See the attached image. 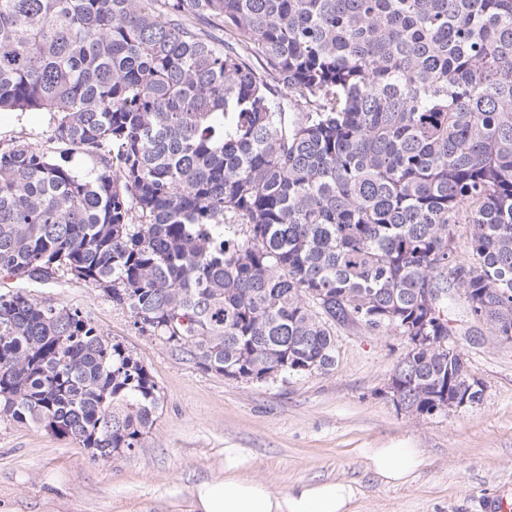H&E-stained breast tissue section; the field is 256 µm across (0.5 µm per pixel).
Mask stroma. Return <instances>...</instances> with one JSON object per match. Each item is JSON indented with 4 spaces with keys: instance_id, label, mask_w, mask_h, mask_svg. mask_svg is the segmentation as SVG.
Returning <instances> with one entry per match:
<instances>
[{
    "instance_id": "35a3bbf8",
    "label": "stroma",
    "mask_w": 512,
    "mask_h": 512,
    "mask_svg": "<svg viewBox=\"0 0 512 512\" xmlns=\"http://www.w3.org/2000/svg\"><path fill=\"white\" fill-rule=\"evenodd\" d=\"M81 309L136 352L163 396L142 448L103 460L31 424L0 417V503L13 512H189L193 488L220 475L224 451L278 492L339 479L358 490V512H489L512 496V345L451 310L458 347L484 384L478 404L415 416L383 393L406 351L404 337L340 328L329 373L251 383L207 374L158 339L139 334L128 311L80 280L0 279V291ZM394 443L422 449L409 484L381 483L364 451Z\"/></svg>"
}]
</instances>
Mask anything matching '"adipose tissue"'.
<instances>
[{
	"mask_svg": "<svg viewBox=\"0 0 512 512\" xmlns=\"http://www.w3.org/2000/svg\"><path fill=\"white\" fill-rule=\"evenodd\" d=\"M369 469L387 485L411 482L425 463L420 449L402 444L365 451ZM236 449L224 452V473L197 484L191 512H356L357 490L344 480L300 482L277 493L245 477Z\"/></svg>",
	"mask_w": 512,
	"mask_h": 512,
	"instance_id": "obj_1",
	"label": "adipose tissue"
}]
</instances>
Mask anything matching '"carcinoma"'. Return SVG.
I'll use <instances>...</instances> for the list:
<instances>
[{
	"instance_id": "cac0c4a2",
	"label": "carcinoma",
	"mask_w": 512,
	"mask_h": 512,
	"mask_svg": "<svg viewBox=\"0 0 512 512\" xmlns=\"http://www.w3.org/2000/svg\"><path fill=\"white\" fill-rule=\"evenodd\" d=\"M0 112L47 124L0 148L1 277L247 382L393 333L407 412L481 401L446 336L456 287L512 328V0H0ZM162 405L79 308L0 293L1 413L102 458Z\"/></svg>"
}]
</instances>
